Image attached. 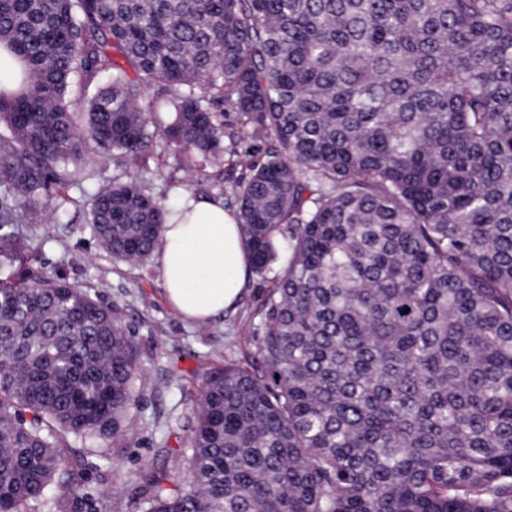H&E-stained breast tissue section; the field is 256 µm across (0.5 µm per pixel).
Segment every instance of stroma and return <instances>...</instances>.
I'll return each mask as SVG.
<instances>
[{
    "mask_svg": "<svg viewBox=\"0 0 512 512\" xmlns=\"http://www.w3.org/2000/svg\"><path fill=\"white\" fill-rule=\"evenodd\" d=\"M130 178L146 182L155 196L169 201L183 187L185 172L161 156L139 168L107 157L88 166L70 186L63 212L50 204L40 210L37 222L20 226L31 246L32 270L64 276L99 294L134 332L140 376L125 420L130 435L125 447L108 457L102 453L103 441L84 440L86 466L76 485L77 492L104 500L106 512H137L143 472L160 464L175 467V460L163 458L161 451L180 448L189 439L202 374L255 352L256 310L271 287L270 281L251 277L237 308L204 326L176 315L156 259L140 265L115 261L93 235L90 196Z\"/></svg>",
    "mask_w": 512,
    "mask_h": 512,
    "instance_id": "35a3bbf8",
    "label": "stroma"
}]
</instances>
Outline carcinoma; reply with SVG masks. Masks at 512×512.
Segmentation results:
<instances>
[{"label":"carcinoma","mask_w":512,"mask_h":512,"mask_svg":"<svg viewBox=\"0 0 512 512\" xmlns=\"http://www.w3.org/2000/svg\"><path fill=\"white\" fill-rule=\"evenodd\" d=\"M1 44L26 71L0 92V512H97L43 493L69 439L123 447L138 376L112 307L31 271L14 225L106 154L192 192L238 138L216 103L262 143L233 187L252 269L285 230L288 260L140 512H512V0H0ZM170 211L132 178L90 224L139 264Z\"/></svg>","instance_id":"1"}]
</instances>
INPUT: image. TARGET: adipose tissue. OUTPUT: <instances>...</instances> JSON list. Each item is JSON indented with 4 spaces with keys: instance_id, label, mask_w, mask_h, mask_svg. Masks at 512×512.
Masks as SVG:
<instances>
[{
    "instance_id": "1",
    "label": "adipose tissue",
    "mask_w": 512,
    "mask_h": 512,
    "mask_svg": "<svg viewBox=\"0 0 512 512\" xmlns=\"http://www.w3.org/2000/svg\"><path fill=\"white\" fill-rule=\"evenodd\" d=\"M181 220L165 225L156 260L168 304L200 325L238 302L251 276L241 225L223 202L183 193Z\"/></svg>"
}]
</instances>
